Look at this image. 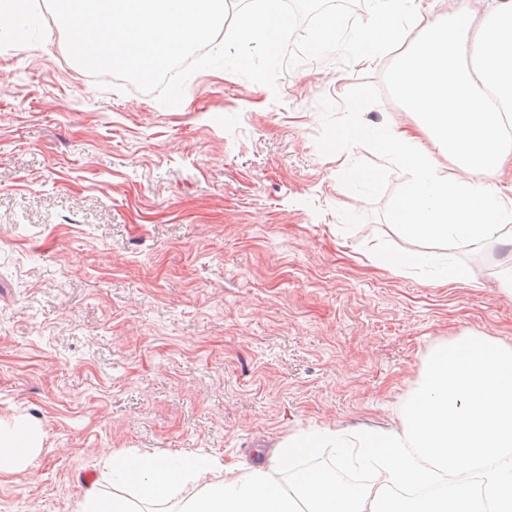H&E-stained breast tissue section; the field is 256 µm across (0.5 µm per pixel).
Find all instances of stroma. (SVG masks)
Returning a JSON list of instances; mask_svg holds the SVG:
<instances>
[{
  "label": "stroma",
  "mask_w": 512,
  "mask_h": 512,
  "mask_svg": "<svg viewBox=\"0 0 512 512\" xmlns=\"http://www.w3.org/2000/svg\"><path fill=\"white\" fill-rule=\"evenodd\" d=\"M495 0H416L468 11ZM0 66V421L45 451L0 475V512H74L112 452L254 465L311 431L397 429L432 352L470 334L512 346L507 239L450 253L473 285L379 250L431 256L342 186L363 146L321 155L317 103L390 62L337 57L277 90L206 69L180 105L98 88L38 0ZM365 214L342 231L337 209Z\"/></svg>",
  "instance_id": "35a3bbf8"
}]
</instances>
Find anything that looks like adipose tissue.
<instances>
[{"instance_id":"adipose-tissue-1","label":"adipose tissue","mask_w":512,"mask_h":512,"mask_svg":"<svg viewBox=\"0 0 512 512\" xmlns=\"http://www.w3.org/2000/svg\"><path fill=\"white\" fill-rule=\"evenodd\" d=\"M44 439L35 422L0 424V475L30 468ZM325 440L373 468L376 480L355 489L324 469L290 472L297 447ZM509 450L512 348L466 336L436 352L401 430L378 433L375 443L307 432L246 471L213 455H112L78 512H512V465H491ZM439 468L450 477L442 490L402 495L431 483Z\"/></svg>"}]
</instances>
